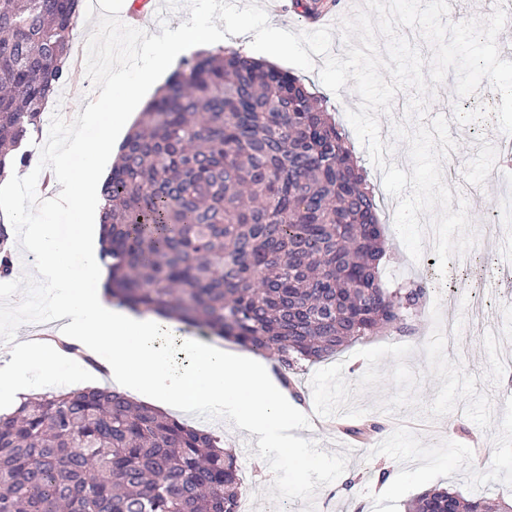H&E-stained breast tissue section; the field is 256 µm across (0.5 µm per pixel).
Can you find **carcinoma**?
<instances>
[{
	"instance_id": "1",
	"label": "carcinoma",
	"mask_w": 512,
	"mask_h": 512,
	"mask_svg": "<svg viewBox=\"0 0 512 512\" xmlns=\"http://www.w3.org/2000/svg\"><path fill=\"white\" fill-rule=\"evenodd\" d=\"M324 0H293L312 16ZM79 11L0 0V179L26 166L69 81ZM108 299L262 354L288 374L406 320L427 281L391 293L374 188L328 100L232 48L181 59L101 185ZM13 240L0 222V275ZM239 465L215 433L110 387L48 393L0 417V512H238ZM407 512H512L427 490Z\"/></svg>"
}]
</instances>
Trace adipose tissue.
I'll use <instances>...</instances> for the list:
<instances>
[{
	"mask_svg": "<svg viewBox=\"0 0 512 512\" xmlns=\"http://www.w3.org/2000/svg\"><path fill=\"white\" fill-rule=\"evenodd\" d=\"M229 44L227 31L211 29L201 14L190 25L151 37V51L134 78L119 71L111 81L97 85L84 117L98 121V139L91 144L81 133H73L54 157L57 193L51 203L82 210L84 223L74 225L63 236L55 225L38 221L21 204L15 215L0 219L7 225L26 222L33 228L29 248L42 259L39 273L51 282L55 310L64 321L58 341L24 340L0 355V393L20 403L36 390H53L52 378H33V361L45 354L61 355L62 344L76 345L99 360L117 388L143 401L159 408L206 410L224 416L256 440L264 455L292 467L296 480L303 483L321 458L298 434L299 424L306 419L304 408L284 390L272 364L213 341L178 335L176 323L112 306L103 290L87 287L102 269L99 253L86 233L87 223L99 220L102 212L97 174L112 154L117 130L125 124L131 104L183 56ZM74 154L83 159V171L77 176L69 167ZM76 254L81 255L82 263L74 272L70 260ZM173 336L187 353L180 365L164 350L167 338Z\"/></svg>",
	"mask_w": 512,
	"mask_h": 512,
	"instance_id": "ef3b65f1",
	"label": "adipose tissue"
}]
</instances>
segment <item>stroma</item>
Masks as SVG:
<instances>
[{
  "label": "stroma",
  "instance_id": "stroma-1",
  "mask_svg": "<svg viewBox=\"0 0 512 512\" xmlns=\"http://www.w3.org/2000/svg\"><path fill=\"white\" fill-rule=\"evenodd\" d=\"M125 0H112L108 15L84 8L83 30L107 26L112 56L100 68L78 70L71 84L94 90L96 80L111 78L117 64L133 66L146 45L145 32L123 24ZM314 70L295 74L311 90L327 97L339 120L356 109L360 98L352 87L330 93L317 69L323 56H314ZM453 81H444L431 102L428 117L450 120L457 142L454 166L443 169L451 191L468 205L473 224L488 212L512 185L500 177L497 159L502 133L495 118L461 125L454 122ZM355 150L376 189L381 219L388 224L387 259L382 278L387 287L430 280L432 289L415 319V331L403 336L387 332L352 344L322 363L306 367L294 380L312 420L313 450L325 464L304 483L294 482L287 467L267 472L265 459L249 455L255 440L224 418L179 412L188 424L223 436L224 446L238 457L242 497L253 512H351V499L363 498L364 512H404L405 504L423 491L440 487L467 497L504 494L512 488V384L500 370L503 357H512V287L504 280L503 242H512V222L498 225L471 249L464 266L437 270L438 258L425 252L422 266H412L393 229L397 206L385 190L381 171L363 144ZM24 227L11 231L16 272L0 279V346H14L30 335L33 320L20 303L45 298L43 321L56 317L48 297L51 288L37 273L40 259L30 252ZM453 316L459 329L455 345L436 336L434 320ZM378 423L368 444L351 440L344 426ZM389 472L387 491H380L379 469ZM356 479L345 487L344 475Z\"/></svg>",
  "mask_w": 512,
  "mask_h": 512
}]
</instances>
